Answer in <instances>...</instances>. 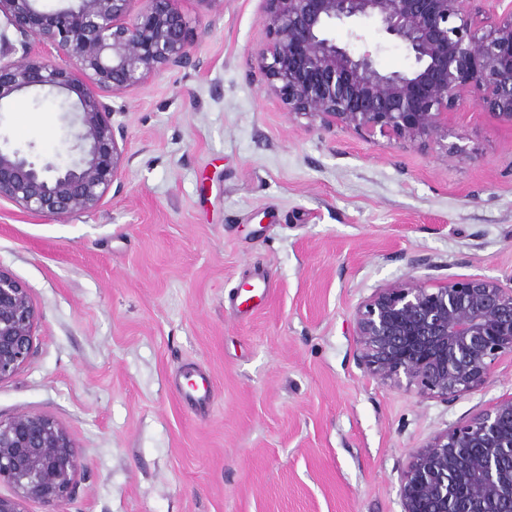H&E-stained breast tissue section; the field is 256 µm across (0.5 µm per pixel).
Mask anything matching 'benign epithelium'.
<instances>
[{
  "mask_svg": "<svg viewBox=\"0 0 512 512\" xmlns=\"http://www.w3.org/2000/svg\"><path fill=\"white\" fill-rule=\"evenodd\" d=\"M0 0V103L35 87L76 94L81 132L70 165L39 167L0 148V200L31 215L63 217L103 203L125 163L112 95L172 67L199 64L175 0H74L44 11ZM269 40L254 51L270 93L288 112L373 138L421 146L448 134L466 100L512 125V2L483 15L475 0H262ZM372 20L413 58L384 73L373 51L331 34ZM14 29L16 39L8 35ZM20 57H15L17 50ZM36 310L27 288L0 269V381L28 361ZM356 359L371 378L446 402L471 392L512 358V278L411 275L377 289L354 313ZM85 468L76 439L55 419H0V512L37 502L59 509ZM402 512H512V394L449 426L413 452Z\"/></svg>",
  "mask_w": 512,
  "mask_h": 512,
  "instance_id": "1",
  "label": "benign epithelium"
}]
</instances>
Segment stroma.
I'll return each mask as SVG.
<instances>
[{"label":"stroma","instance_id":"1","mask_svg":"<svg viewBox=\"0 0 512 512\" xmlns=\"http://www.w3.org/2000/svg\"><path fill=\"white\" fill-rule=\"evenodd\" d=\"M176 7L200 64L113 96L120 189L67 218L0 201V269L36 308L0 418L75 437L87 467L64 512H402L411 453L512 393V359L449 403L382 385L354 311L414 257L433 278L512 276V125L467 106L420 147L326 129L268 91L261 0ZM359 33L334 31L411 68L379 26ZM71 110L38 88L0 104V146L70 161ZM179 372L212 378L208 409L178 398Z\"/></svg>","mask_w":512,"mask_h":512}]
</instances>
